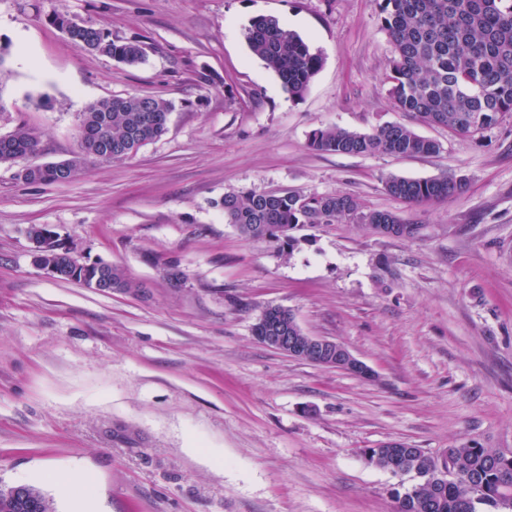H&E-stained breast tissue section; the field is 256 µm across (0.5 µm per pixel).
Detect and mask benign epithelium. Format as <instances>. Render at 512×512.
<instances>
[{
    "mask_svg": "<svg viewBox=\"0 0 512 512\" xmlns=\"http://www.w3.org/2000/svg\"><path fill=\"white\" fill-rule=\"evenodd\" d=\"M31 241L34 245L33 257L41 258L37 267L51 278L57 274V268L53 263L44 261V257L66 249L73 259H78L73 245L52 228L39 238H31ZM254 332L259 343L292 358L340 369L367 379L375 377L374 370L356 358L343 344L305 333L294 314L282 306H265L254 324Z\"/></svg>",
    "mask_w": 512,
    "mask_h": 512,
    "instance_id": "1",
    "label": "benign epithelium"
}]
</instances>
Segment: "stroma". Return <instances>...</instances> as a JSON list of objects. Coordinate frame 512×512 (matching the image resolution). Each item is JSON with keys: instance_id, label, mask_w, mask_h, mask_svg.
<instances>
[{"instance_id": "1", "label": "stroma", "mask_w": 512, "mask_h": 512, "mask_svg": "<svg viewBox=\"0 0 512 512\" xmlns=\"http://www.w3.org/2000/svg\"><path fill=\"white\" fill-rule=\"evenodd\" d=\"M381 0H0V134L40 135L32 161L77 148V116L115 95L173 103L136 156L69 182L28 183L0 165V486H33L54 512H394L413 478L360 451L399 441L437 454L472 441L512 450V114L474 137L413 123L433 156L315 152L323 125L411 123L389 93ZM64 10L136 40L135 66L85 52L49 25ZM276 16L323 65L300 98L243 30ZM211 76L210 84L197 80ZM47 107H36L37 99ZM464 177L426 205L389 177ZM350 194L418 226L307 225L284 254L243 238L224 193ZM140 291L47 277L31 226ZM187 279L172 287L166 262ZM269 304L344 344L369 381L290 358L252 327ZM72 477L71 492L46 480Z\"/></svg>"}]
</instances>
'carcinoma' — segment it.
Listing matches in <instances>:
<instances>
[{"mask_svg":"<svg viewBox=\"0 0 512 512\" xmlns=\"http://www.w3.org/2000/svg\"><path fill=\"white\" fill-rule=\"evenodd\" d=\"M381 28L392 44L387 76L390 94L400 111L413 118L448 128L460 136L475 135L512 112V0H382ZM50 23L75 46L91 54L135 65L144 57L137 40L112 39L104 29L56 11ZM250 51L281 80L293 98L303 96L322 67V57L297 33L283 28L275 16H261L244 30ZM172 104L162 98L113 96L89 104L78 116L79 134L74 155L60 163L29 165L40 150L35 129L17 125L0 136V164L19 167L18 177L29 183L52 184L56 168L71 176L90 162H109L117 142L129 143L122 158H130L167 131ZM308 147L317 152L351 155L388 154L429 156L441 145L411 127L388 123L370 132L336 126L313 130ZM465 183L452 177L408 179L391 177L386 190L414 204L445 199L463 191ZM224 220L241 236L279 249H293V231L304 224H336L358 219L364 224H402L389 211L365 212L352 195L306 196L293 191L227 192L215 202ZM60 280L83 284L107 278L111 289L132 292L139 284L124 271L106 263H90L75 270L67 255L58 257ZM399 464L417 482L395 491L396 512H481L512 505V452L465 442L444 449L448 477L438 476L435 459L422 448H365L370 465L389 470ZM0 512H51L49 500L37 488L0 489Z\"/></svg>","mask_w":512,"mask_h":512,"instance_id":"obj_1","label":"carcinoma"}]
</instances>
